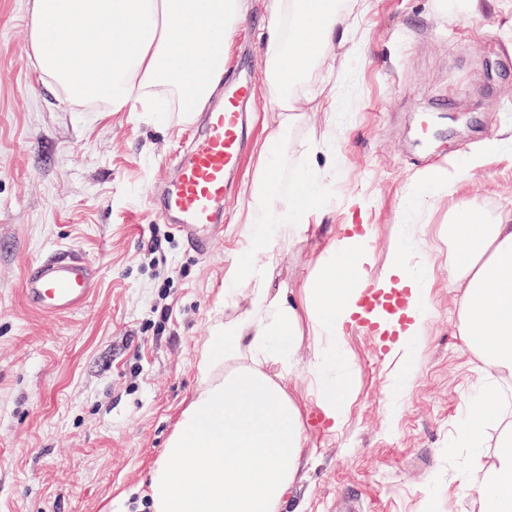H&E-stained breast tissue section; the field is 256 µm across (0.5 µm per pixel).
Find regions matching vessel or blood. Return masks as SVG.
Segmentation results:
<instances>
[{
  "label": "vessel or blood",
  "instance_id": "b4317fda",
  "mask_svg": "<svg viewBox=\"0 0 512 512\" xmlns=\"http://www.w3.org/2000/svg\"><path fill=\"white\" fill-rule=\"evenodd\" d=\"M251 84L243 70L224 80V95L203 113L201 133L176 160L173 182L150 199L156 215L198 255L212 247V229L224 223V196L238 175L248 144ZM96 266L79 255L53 251L29 264L23 278L26 306L39 314L57 316L81 310L92 295ZM409 307L404 288H363L354 322L371 335L391 340Z\"/></svg>",
  "mask_w": 512,
  "mask_h": 512
}]
</instances>
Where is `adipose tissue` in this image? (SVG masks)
I'll list each match as a JSON object with an SVG mask.
<instances>
[{
	"mask_svg": "<svg viewBox=\"0 0 512 512\" xmlns=\"http://www.w3.org/2000/svg\"><path fill=\"white\" fill-rule=\"evenodd\" d=\"M266 79L282 118L258 152L256 176L244 190L242 235L248 244L225 276L224 303L242 314L216 320L200 350L199 386L149 471V512H285L288 491L310 459L301 413L283 379L297 367L303 334L313 346L307 367L319 407L343 428L349 401L342 376L345 327L355 311L372 253L357 237L335 239L303 288V300L274 288L283 249L322 217L328 168L304 165L280 187L278 148L313 97L309 78L330 67V50L357 51L342 27L336 0H272ZM246 17L243 0H32L28 44L42 81L76 108L121 112L131 102L195 114L222 81L228 35ZM448 284L455 288L457 331L496 379H512V210L485 217L457 203L448 224ZM399 278L414 303L393 352L395 392L406 390L417 338L429 316L432 265L417 258L399 232L381 287ZM496 388L482 389L459 421L449 450L483 453L485 427L498 414ZM479 512H512V428L498 437L490 468L465 475Z\"/></svg>",
	"mask_w": 512,
	"mask_h": 512,
	"instance_id": "adipose-tissue-1",
	"label": "adipose tissue"
}]
</instances>
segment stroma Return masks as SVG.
I'll return each instance as SVG.
<instances>
[{"label": "stroma", "instance_id": "35a3bbf8", "mask_svg": "<svg viewBox=\"0 0 512 512\" xmlns=\"http://www.w3.org/2000/svg\"><path fill=\"white\" fill-rule=\"evenodd\" d=\"M30 0H0V512H105L112 498L139 499L150 466L197 386V353L225 314L224 274L244 241L255 147L276 128L264 58L271 0H249L231 35L227 67L242 66L255 94L252 142L230 195L224 231L203 257L154 214L149 198L169 184L173 161L196 136L197 118L166 122L133 103L122 112H79L40 83L28 48ZM361 51H334L333 71L314 72L315 99L283 144L289 184L311 143L327 141L339 172L325 216L286 247L277 288H297L335 236L369 235V280L384 273L399 226L434 263L430 315L412 380L389 390L391 346L350 330L345 356L351 402L331 427L309 388L303 336L287 391L302 412L312 451L288 495L289 512H476L463 484L492 451L449 453L470 398L491 380L455 332L457 293L448 285V213L459 200L493 215L512 209V0H343ZM453 100L462 120L433 112ZM437 140L418 143L426 112ZM483 164L463 171L466 158ZM446 157L442 168L434 158ZM440 172L445 187L413 205L412 185ZM158 228L161 248L147 241ZM50 249H75L98 270L81 310L28 309L26 267Z\"/></svg>", "mask_w": 512, "mask_h": 512}]
</instances>
